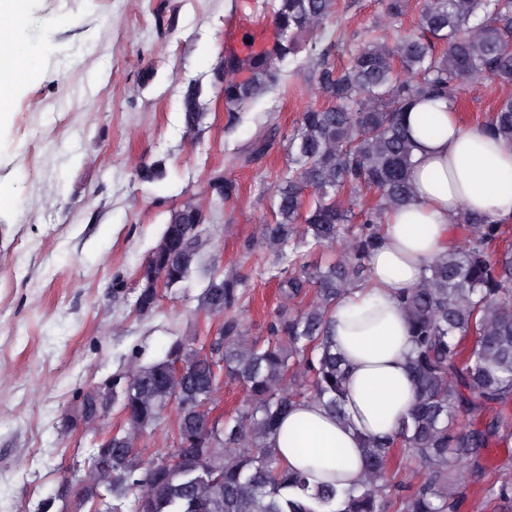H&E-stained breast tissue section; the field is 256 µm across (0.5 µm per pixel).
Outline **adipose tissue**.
I'll use <instances>...</instances> for the list:
<instances>
[{"instance_id":"ef3b65f1","label":"adipose tissue","mask_w":512,"mask_h":512,"mask_svg":"<svg viewBox=\"0 0 512 512\" xmlns=\"http://www.w3.org/2000/svg\"><path fill=\"white\" fill-rule=\"evenodd\" d=\"M26 0H0V85L17 70L12 50ZM414 144V195L390 210L369 258L365 282L331 316L333 344L346 361L345 420L301 403L282 420L273 446L309 481L349 488L364 473L361 437L395 435L415 391L406 362L410 324L398 298L418 284L432 259L447 253L450 230L466 213L512 221V140L479 126L463 127L456 104L439 98L415 104L403 117Z\"/></svg>"}]
</instances>
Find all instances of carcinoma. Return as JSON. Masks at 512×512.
<instances>
[{"instance_id": "1", "label": "carcinoma", "mask_w": 512, "mask_h": 512, "mask_svg": "<svg viewBox=\"0 0 512 512\" xmlns=\"http://www.w3.org/2000/svg\"><path fill=\"white\" fill-rule=\"evenodd\" d=\"M337 2L263 0L277 30L272 46L245 64L224 58L221 93L231 114L279 86L282 65L297 55L302 35L317 31L308 56L315 57L318 89L328 105L302 112L288 137V176L262 231L271 250L288 254L279 287L296 306L278 310L266 339L252 338L236 314L241 279L221 275L201 297V308L222 321L216 356H202L195 340L178 338L164 358L85 395L84 423L117 402L125 427L113 432L107 453L93 455L92 465L112 468V482L83 485L78 508L123 512L135 488L139 495L129 512H459L463 498L455 480L479 472L489 445L512 426V416L501 412L478 427L457 422L461 413L480 415L512 401V250L496 256L503 224L467 215L462 242L432 260L422 283L400 297L410 321L407 369L415 402L396 436L361 438L364 480L342 491L333 484L312 487L307 474L289 469L271 448L280 421L301 401L344 415L346 368L329 324L349 288L366 280L385 213L413 194V142L403 113L426 98H455L465 82L479 77L512 85V0H422L417 34L393 48L364 46L340 71L329 65L331 46L318 48V30ZM242 66L249 76L238 80L234 74ZM199 95L195 87L183 95L188 127L200 123ZM483 127L512 140L511 95L498 100ZM163 174L160 161L137 171L144 182ZM211 181L221 200L237 195L231 178L217 174ZM307 188L315 191L308 202ZM364 191L376 194L375 206L356 213L337 201L345 193L353 201ZM205 223L199 209L171 210L143 272L139 314L156 307L152 280L173 288L189 277ZM345 236L349 251L325 268L293 259L299 241L315 251ZM222 375L239 381L248 401L235 418L211 426L210 404ZM170 405L180 447L147 462L128 430H154ZM399 452L413 466L398 481L390 469Z\"/></svg>"}]
</instances>
